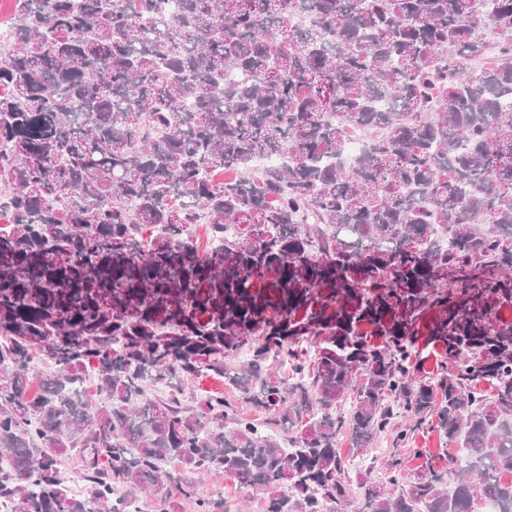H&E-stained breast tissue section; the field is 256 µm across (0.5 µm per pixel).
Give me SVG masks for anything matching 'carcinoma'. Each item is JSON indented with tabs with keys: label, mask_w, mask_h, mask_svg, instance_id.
Listing matches in <instances>:
<instances>
[{
	"label": "carcinoma",
	"mask_w": 512,
	"mask_h": 512,
	"mask_svg": "<svg viewBox=\"0 0 512 512\" xmlns=\"http://www.w3.org/2000/svg\"><path fill=\"white\" fill-rule=\"evenodd\" d=\"M16 6L0 506L224 512L177 463L262 512H512V0ZM206 376L236 399L186 396ZM409 416L466 459L353 484L339 437L400 448ZM200 492L207 496L224 498L228 505L247 504L240 512H258V493L252 490L240 489L231 479L222 476H210L200 483Z\"/></svg>",
	"instance_id": "obj_1"
}]
</instances>
